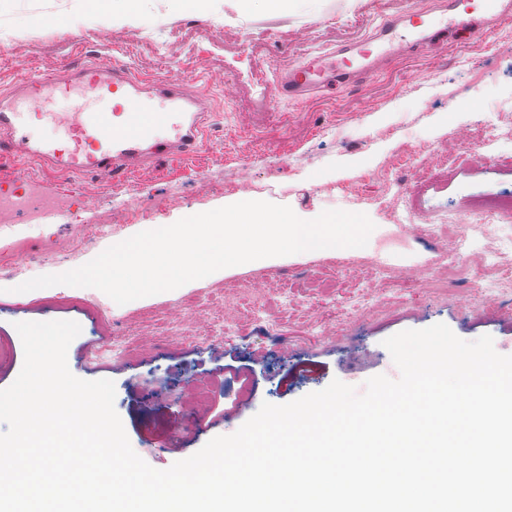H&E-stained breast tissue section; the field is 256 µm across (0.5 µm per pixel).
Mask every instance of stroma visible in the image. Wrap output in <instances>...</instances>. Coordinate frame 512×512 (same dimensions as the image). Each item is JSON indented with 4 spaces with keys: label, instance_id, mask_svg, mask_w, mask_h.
Returning a JSON list of instances; mask_svg holds the SVG:
<instances>
[{
    "label": "stroma",
    "instance_id": "35a3bbf8",
    "mask_svg": "<svg viewBox=\"0 0 512 512\" xmlns=\"http://www.w3.org/2000/svg\"><path fill=\"white\" fill-rule=\"evenodd\" d=\"M419 7L439 14L448 0H288L278 8L253 0L241 17L224 0H210L203 15L173 12L166 0H144L136 21L112 22V39L104 44L98 40L101 24L87 20L83 0H0L2 94L13 87L18 68L56 73L86 56L132 66L142 76H183L189 91L194 77L205 73L236 88L230 99L213 91L210 141L192 155L191 166L166 159L134 170L150 215L116 217L111 236L62 264L46 254L73 238L75 225H19L37 252L17 279H0V389L15 381L24 363L16 323L77 322L81 333L67 352L70 371L84 380L114 382L115 409L132 448L152 467L166 469L212 438L237 431L262 403L284 405L335 379L359 391L375 375L398 379L383 342L404 330L443 323L465 341L492 336L498 353L512 355V224L470 234L461 252L466 265L480 270L489 245L503 247V261L491 273L499 290L484 295L469 278L447 289L428 278L457 228L401 247L389 219L407 193L425 211L512 194L511 126L495 144L498 162L453 161L459 134L480 132L497 103L512 102V22L393 57L372 78L303 104L273 93L278 74L313 51L367 38L384 19ZM406 143L449 158L447 173L383 180L381 169ZM240 169L262 185L260 199L289 206L301 219L335 209L366 214L375 225L369 243L220 270L174 294L120 308L87 287L13 292L14 283L80 267L139 232L231 201L228 193H190L181 206L157 207L172 187L189 186L197 175L219 182ZM25 178L49 192L78 181L64 171L0 159L6 189L19 190ZM342 183L355 186L358 199H347L338 189ZM365 291L375 297L372 306L361 304ZM103 305L113 331L138 335L137 352L127 362L87 361L104 341L97 322ZM173 315L186 318L184 335H163L161 323ZM217 315L236 322L238 336H207Z\"/></svg>",
    "mask_w": 512,
    "mask_h": 512
}]
</instances>
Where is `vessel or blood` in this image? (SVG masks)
<instances>
[{
  "label": "vessel or blood",
  "instance_id": "1",
  "mask_svg": "<svg viewBox=\"0 0 512 512\" xmlns=\"http://www.w3.org/2000/svg\"><path fill=\"white\" fill-rule=\"evenodd\" d=\"M450 9L452 16L446 20L418 10L406 26L407 34L422 43L512 21V0H451ZM399 26V19H388L370 41L311 55L278 76L276 95L303 100L372 76L402 51ZM146 84V78L129 68L108 67L92 57L57 76L21 74L16 91L0 97V156L120 178L155 156L184 157L205 146L209 84H201L191 95L168 90L164 108L146 95ZM30 112L55 126V141H35L26 123Z\"/></svg>",
  "mask_w": 512,
  "mask_h": 512
}]
</instances>
